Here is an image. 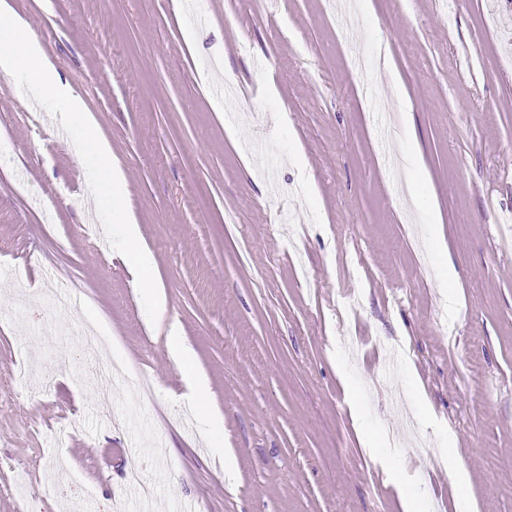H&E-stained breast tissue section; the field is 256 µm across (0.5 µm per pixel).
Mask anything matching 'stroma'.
Segmentation results:
<instances>
[{"instance_id": "obj_1", "label": "stroma", "mask_w": 512, "mask_h": 512, "mask_svg": "<svg viewBox=\"0 0 512 512\" xmlns=\"http://www.w3.org/2000/svg\"><path fill=\"white\" fill-rule=\"evenodd\" d=\"M10 3L123 165L209 396L92 249L71 139L0 71V512L22 486L140 512L134 469L151 512H403L404 487L512 512V0ZM112 361L114 425L90 379Z\"/></svg>"}]
</instances>
